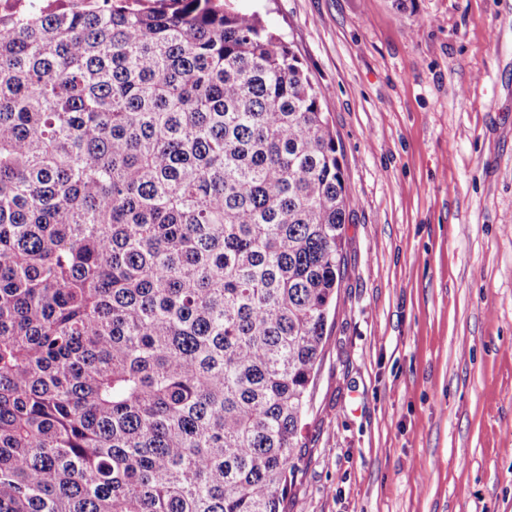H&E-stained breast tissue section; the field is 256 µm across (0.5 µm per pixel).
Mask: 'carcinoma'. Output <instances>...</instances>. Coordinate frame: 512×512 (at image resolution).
I'll list each match as a JSON object with an SVG mask.
<instances>
[{"instance_id": "1", "label": "carcinoma", "mask_w": 512, "mask_h": 512, "mask_svg": "<svg viewBox=\"0 0 512 512\" xmlns=\"http://www.w3.org/2000/svg\"><path fill=\"white\" fill-rule=\"evenodd\" d=\"M0 11V512H282L342 278L325 95L229 0Z\"/></svg>"}]
</instances>
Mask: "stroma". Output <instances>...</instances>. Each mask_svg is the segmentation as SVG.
Wrapping results in <instances>:
<instances>
[{
	"instance_id": "stroma-1",
	"label": "stroma",
	"mask_w": 512,
	"mask_h": 512,
	"mask_svg": "<svg viewBox=\"0 0 512 512\" xmlns=\"http://www.w3.org/2000/svg\"><path fill=\"white\" fill-rule=\"evenodd\" d=\"M354 198L287 512H512V0H234Z\"/></svg>"
}]
</instances>
